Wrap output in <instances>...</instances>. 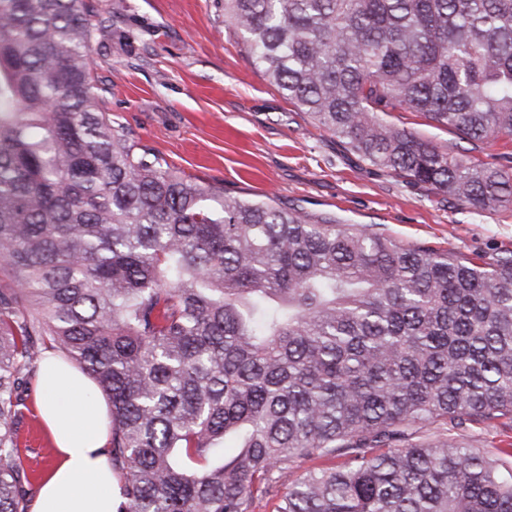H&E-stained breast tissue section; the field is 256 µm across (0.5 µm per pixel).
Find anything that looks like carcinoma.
Returning <instances> with one entry per match:
<instances>
[{
    "mask_svg": "<svg viewBox=\"0 0 512 512\" xmlns=\"http://www.w3.org/2000/svg\"><path fill=\"white\" fill-rule=\"evenodd\" d=\"M252 65L364 161L512 204V0H224ZM99 0H0V512L48 348L111 404L118 512H512V255L224 193L112 124ZM313 466L283 483L298 464ZM395 115L401 116L399 119L404 123V126L415 132L417 135L424 139L431 140L438 145L445 148L457 150L460 148H472L471 144L462 142L455 135L448 133L444 129H439L434 124L426 122L423 118L415 116L409 112H396Z\"/></svg>",
    "mask_w": 512,
    "mask_h": 512,
    "instance_id": "cac0c4a2",
    "label": "carcinoma"
}]
</instances>
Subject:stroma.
<instances>
[{"label": "stroma", "instance_id": "35a3bbf8", "mask_svg": "<svg viewBox=\"0 0 512 512\" xmlns=\"http://www.w3.org/2000/svg\"><path fill=\"white\" fill-rule=\"evenodd\" d=\"M92 53L106 108L177 170L312 219L490 262L512 253V205L476 212L363 161L253 67L224 0H104ZM23 466L55 456L36 391L21 395Z\"/></svg>", "mask_w": 512, "mask_h": 512}]
</instances>
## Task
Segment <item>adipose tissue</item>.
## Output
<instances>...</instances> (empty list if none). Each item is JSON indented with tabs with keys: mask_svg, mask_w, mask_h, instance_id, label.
<instances>
[{
	"mask_svg": "<svg viewBox=\"0 0 512 512\" xmlns=\"http://www.w3.org/2000/svg\"><path fill=\"white\" fill-rule=\"evenodd\" d=\"M39 412L56 447L32 512H117L112 464L104 449L110 419L90 380L63 360L38 377Z\"/></svg>",
	"mask_w": 512,
	"mask_h": 512,
	"instance_id": "obj_1",
	"label": "adipose tissue"
}]
</instances>
